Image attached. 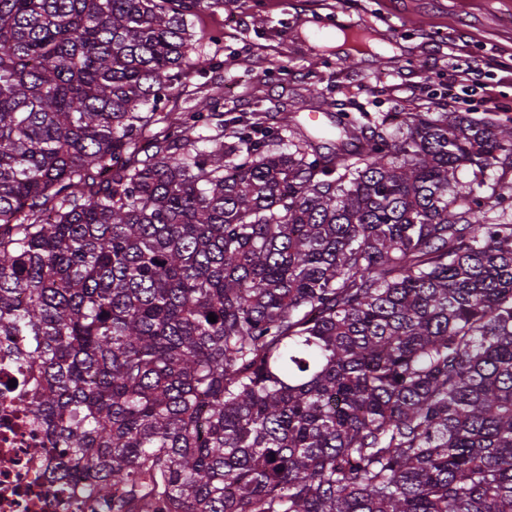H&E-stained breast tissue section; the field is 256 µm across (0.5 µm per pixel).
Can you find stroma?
<instances>
[{
    "label": "stroma",
    "mask_w": 512,
    "mask_h": 512,
    "mask_svg": "<svg viewBox=\"0 0 512 512\" xmlns=\"http://www.w3.org/2000/svg\"><path fill=\"white\" fill-rule=\"evenodd\" d=\"M349 40L337 43L338 29ZM216 58L224 116L512 114V0H223L195 22ZM478 64L476 89L458 85Z\"/></svg>",
    "instance_id": "stroma-1"
}]
</instances>
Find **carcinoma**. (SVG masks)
Masks as SVG:
<instances>
[{"label": "carcinoma", "instance_id": "1", "mask_svg": "<svg viewBox=\"0 0 512 512\" xmlns=\"http://www.w3.org/2000/svg\"><path fill=\"white\" fill-rule=\"evenodd\" d=\"M209 4L0 0V336L54 480L105 512H512V196L483 192L512 117L226 143L219 79L160 112L214 68Z\"/></svg>", "mask_w": 512, "mask_h": 512}]
</instances>
